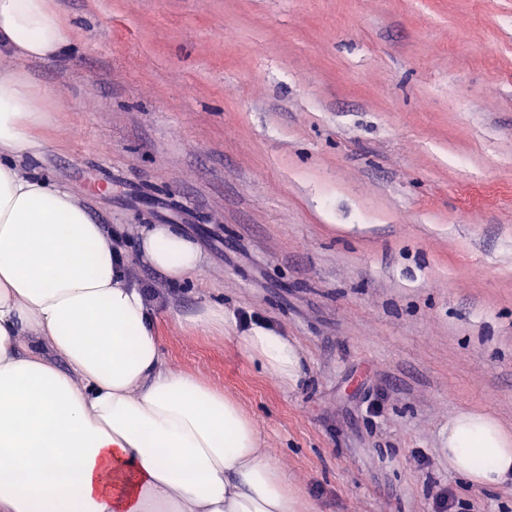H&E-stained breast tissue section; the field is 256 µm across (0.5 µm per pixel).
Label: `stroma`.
Masks as SVG:
<instances>
[{
  "instance_id": "35a3bbf8",
  "label": "stroma",
  "mask_w": 512,
  "mask_h": 512,
  "mask_svg": "<svg viewBox=\"0 0 512 512\" xmlns=\"http://www.w3.org/2000/svg\"><path fill=\"white\" fill-rule=\"evenodd\" d=\"M55 4L67 53L24 65L41 172L123 230L169 366L235 399L315 512H512L446 448L464 409L512 434V0ZM150 224L199 275L141 262ZM206 301L294 341L299 387L192 329ZM138 251L146 265L172 283L191 280L203 264L197 242L173 224H150L142 229Z\"/></svg>"
}]
</instances>
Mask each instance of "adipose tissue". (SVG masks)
I'll return each instance as SVG.
<instances>
[{"label": "adipose tissue", "mask_w": 512, "mask_h": 512, "mask_svg": "<svg viewBox=\"0 0 512 512\" xmlns=\"http://www.w3.org/2000/svg\"><path fill=\"white\" fill-rule=\"evenodd\" d=\"M54 0H0V58L41 61L70 44ZM45 97L0 72V512H309L254 420L222 389L165 362L157 305L119 235L94 222L37 162ZM143 262L183 283L203 264L174 225L142 229ZM243 352L294 388L298 347L270 322L241 327ZM448 466L470 485L512 480V435L464 410Z\"/></svg>", "instance_id": "1"}]
</instances>
